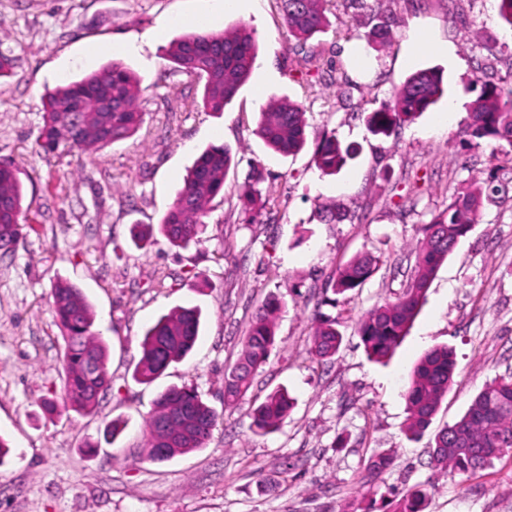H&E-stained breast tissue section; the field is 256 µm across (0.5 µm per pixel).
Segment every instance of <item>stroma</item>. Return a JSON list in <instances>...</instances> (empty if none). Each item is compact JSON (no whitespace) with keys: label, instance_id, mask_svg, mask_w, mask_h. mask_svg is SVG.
<instances>
[{"label":"stroma","instance_id":"obj_1","mask_svg":"<svg viewBox=\"0 0 512 512\" xmlns=\"http://www.w3.org/2000/svg\"><path fill=\"white\" fill-rule=\"evenodd\" d=\"M314 40L316 68L292 69V42L278 0H0V51L16 59L0 78V159H11L30 224L14 255L0 258V512H363L366 466L392 465L384 487L432 483L428 512H512V455L455 477L428 464L434 432L453 423L495 377L512 374V145L465 132L471 84L494 64L512 86V31L496 0H334ZM247 25L255 67L223 113L206 111L203 86L174 68L170 42L194 31ZM394 21L383 43L376 26ZM118 63L139 79L141 128L93 153L47 154L38 144L42 97ZM434 68L446 99L405 123L397 136L371 134L369 112L414 72ZM273 98L301 103L307 143L294 155L270 150L255 133ZM357 146L333 175L316 168L323 133ZM227 147L232 165L212 202L205 242L179 250L158 238L132 241L137 224L159 226L196 157ZM270 210L244 207L254 169ZM492 180L482 215L440 266L408 335L387 363L368 358L357 333L372 307L395 301L412 274L422 227L450 196ZM340 208L342 221L322 219ZM380 256L361 286L327 303L332 276L356 256ZM164 276L167 287L151 281ZM74 283L95 312L108 346L111 387L89 414L45 415L62 398L63 340L51 290ZM282 303L277 345L245 403L228 407L224 370L241 350L257 306ZM177 307L201 311L199 341L150 384L133 371L146 329ZM336 318L344 335L327 362L308 355L314 312ZM447 345L455 382L429 431L404 432V393L429 349ZM195 384L219 415L207 447L149 461L145 420L165 388ZM294 406L278 431L254 434L247 411L278 387ZM126 424L107 435L113 420Z\"/></svg>","mask_w":512,"mask_h":512}]
</instances>
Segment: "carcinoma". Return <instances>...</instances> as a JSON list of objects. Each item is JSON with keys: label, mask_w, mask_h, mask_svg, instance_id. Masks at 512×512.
<instances>
[{"label": "carcinoma", "mask_w": 512, "mask_h": 512, "mask_svg": "<svg viewBox=\"0 0 512 512\" xmlns=\"http://www.w3.org/2000/svg\"><path fill=\"white\" fill-rule=\"evenodd\" d=\"M326 0H279L282 18L295 38L292 48L295 70L303 71L320 60L321 50L308 41L327 24ZM167 57L187 76L204 82L202 104L210 112H222L250 76L257 53L253 35L244 27L226 32L196 30L175 41ZM468 124L474 139L505 140L512 144V90L495 82V73L486 72L475 80ZM139 82L120 64L113 63L78 81L48 91L43 96L44 123L39 144L47 153L60 147L96 151L136 133L144 121L136 100ZM445 94L443 75L435 69L415 72L402 84L393 102L369 113L368 126L375 135L389 138L419 114L429 110ZM77 109L83 127L58 123V113ZM306 112L289 99L269 103L259 112L255 133L270 148L294 154L306 142ZM336 135L322 136L314 162L324 175L334 174L354 153ZM231 165V154L223 146L202 152L188 170L184 185L160 224V232L175 248L187 249L204 242L206 218L211 202L224 191ZM257 174L244 186V204L258 209L269 205L262 198ZM483 187L477 184L456 192L442 211L423 225L424 239L415 256L410 281L394 302L369 310L357 323V333L366 353L380 361L389 357L406 336L422 305L428 285L441 263L467 237L478 222ZM23 190L10 160L0 161V257L12 255L22 239ZM380 257L363 255L329 280L328 288L345 294L360 287L374 272ZM55 322L64 346L63 367L65 409L79 413L93 411L109 388L108 348L93 331L92 306L75 285L60 281L52 289ZM280 302L270 298L256 310L243 338L234 365L224 369V405L243 400L253 385L258 370L266 364L276 342V318ZM200 313L195 308H177L160 316L144 333L141 355L133 377L150 384L173 363L184 360L199 336ZM312 359L324 362L340 348L343 335L336 320L320 312L312 317ZM455 355L451 347L438 346L427 351L415 365L406 390L407 432L421 435L431 424L439 405L454 383ZM294 406L287 389L278 387L252 407L251 428L269 433L279 428ZM217 413L193 387L172 386L161 392L154 411L146 420L148 458L163 461L206 447L211 439ZM512 452V376L487 383L471 401L466 412L454 423L441 428L434 437L429 464L449 475L475 473L494 460ZM391 465L385 454L371 458L370 477L381 476ZM387 503L385 512H426L430 490L416 485L401 492L387 489L380 495Z\"/></svg>", "instance_id": "carcinoma-1"}]
</instances>
